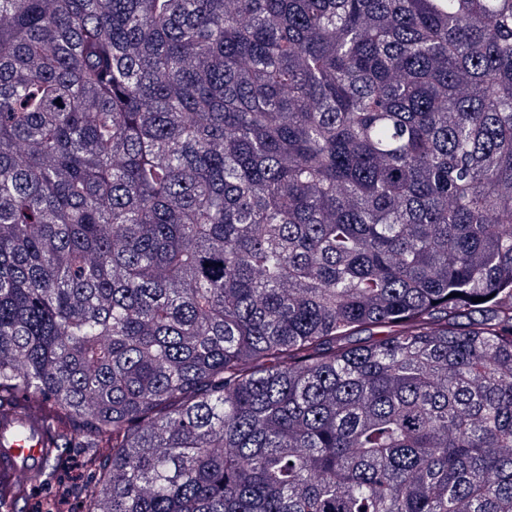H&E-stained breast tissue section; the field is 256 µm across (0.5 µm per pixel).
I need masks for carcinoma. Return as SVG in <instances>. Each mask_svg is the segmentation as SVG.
Returning a JSON list of instances; mask_svg holds the SVG:
<instances>
[{"label": "carcinoma", "instance_id": "1", "mask_svg": "<svg viewBox=\"0 0 512 512\" xmlns=\"http://www.w3.org/2000/svg\"><path fill=\"white\" fill-rule=\"evenodd\" d=\"M6 413L76 512H512V0H0ZM82 457H83V452H82L81 448L71 449V451H70L71 459H70V463H69L68 467L66 469L62 470L60 472V474L55 475V477L53 478L52 481L49 482V484L37 487L32 491L30 500L27 504L25 511H27V512L33 511V506H34L35 500L38 499L37 495L41 492L51 490V486H53V488H55L58 478L63 475H67L70 473H77L76 479H74L72 482L79 481V482L85 483L88 478L86 477L84 469L82 467ZM72 482H70L69 484L72 485ZM35 508H37L38 511L43 510V508H44L43 500H37Z\"/></svg>", "mask_w": 512, "mask_h": 512}]
</instances>
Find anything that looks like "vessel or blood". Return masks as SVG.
<instances>
[{"label": "vessel or blood", "mask_w": 512, "mask_h": 512, "mask_svg": "<svg viewBox=\"0 0 512 512\" xmlns=\"http://www.w3.org/2000/svg\"><path fill=\"white\" fill-rule=\"evenodd\" d=\"M48 442L34 425L25 422L0 423V481L9 485L25 482L30 471L43 467Z\"/></svg>", "instance_id": "obj_1"}]
</instances>
